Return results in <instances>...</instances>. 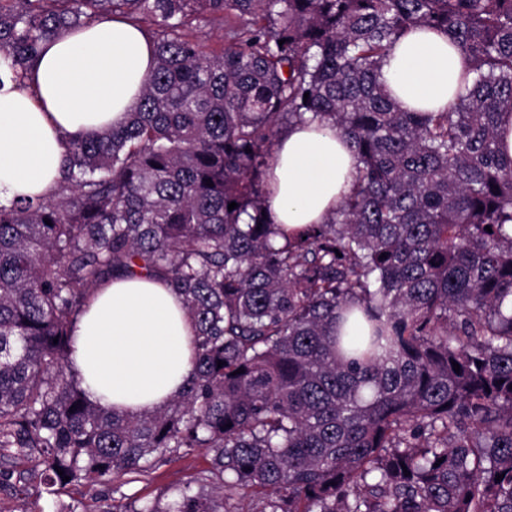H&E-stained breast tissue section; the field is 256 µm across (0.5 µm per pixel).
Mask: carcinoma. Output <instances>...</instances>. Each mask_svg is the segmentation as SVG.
<instances>
[{
  "label": "carcinoma",
  "instance_id": "carcinoma-1",
  "mask_svg": "<svg viewBox=\"0 0 512 512\" xmlns=\"http://www.w3.org/2000/svg\"><path fill=\"white\" fill-rule=\"evenodd\" d=\"M112 15L152 29L136 107L68 144L51 197L0 204V488L13 459L109 486L204 448L176 499L113 512H512V0H0V63L21 80ZM210 17L218 52L191 35ZM418 26L470 61L446 112L380 80ZM297 123L336 130L357 172L288 233L268 173ZM137 268L182 297L194 372L133 417L90 401L71 328Z\"/></svg>",
  "mask_w": 512,
  "mask_h": 512
}]
</instances>
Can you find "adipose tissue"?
Here are the masks:
<instances>
[{
	"instance_id": "1",
	"label": "adipose tissue",
	"mask_w": 512,
	"mask_h": 512,
	"mask_svg": "<svg viewBox=\"0 0 512 512\" xmlns=\"http://www.w3.org/2000/svg\"><path fill=\"white\" fill-rule=\"evenodd\" d=\"M153 45L115 17L47 41L25 81L0 68V202L44 198L67 145L119 126L151 73ZM467 67L447 35L419 26L397 40L382 80L401 109L444 112ZM356 159L335 131L295 125L279 141L268 208L288 229L323 223L348 193ZM193 329L179 294L144 275L98 288L73 329L71 363L89 399L130 416L179 396L193 370Z\"/></svg>"
}]
</instances>
